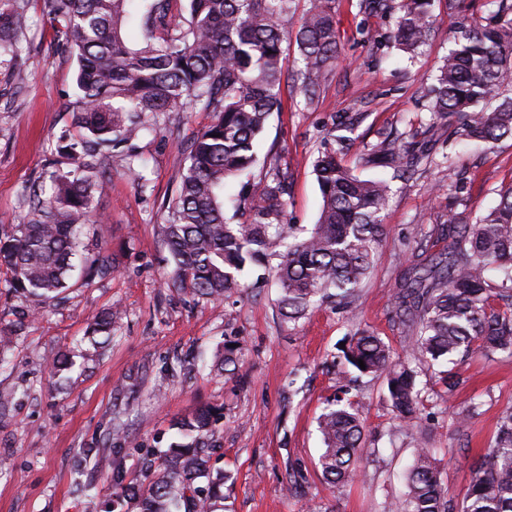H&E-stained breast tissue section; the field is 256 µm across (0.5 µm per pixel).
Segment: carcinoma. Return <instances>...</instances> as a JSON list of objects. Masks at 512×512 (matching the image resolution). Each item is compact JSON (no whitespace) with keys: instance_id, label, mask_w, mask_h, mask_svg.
I'll return each mask as SVG.
<instances>
[{"instance_id":"carcinoma-1","label":"carcinoma","mask_w":512,"mask_h":512,"mask_svg":"<svg viewBox=\"0 0 512 512\" xmlns=\"http://www.w3.org/2000/svg\"><path fill=\"white\" fill-rule=\"evenodd\" d=\"M56 29L57 50L75 59L73 93L60 104L72 113L75 133L59 137L61 167L50 188H32L27 220L0 225V273L9 292L49 305L72 287L73 272L84 284L112 271L106 251H90L80 228L103 223L95 200L97 183L112 173L116 157L146 187L131 144L157 131L171 112L196 109L213 121L187 146L175 198L163 224L174 262L173 285L210 300L241 287L246 262L276 271L279 311L288 322L330 300L353 313L374 265L384 234L382 214L391 192L383 180L364 179L343 161L348 138L327 132L337 146L313 162L322 206L308 234L283 223L286 175L278 170L264 193L243 199V224L224 216V188L251 174L257 144L271 112L279 109L282 85L314 104L321 84L340 57L336 0H308L295 35L297 68L285 77L282 23L296 0H187L188 17L173 13V0H40ZM435 0H360L363 11L393 12L398 49L415 57L434 32ZM25 0H0V64L17 85L31 74L20 45L26 29ZM136 26L143 41L130 43ZM512 0H486L485 15L462 22L454 47L444 56L427 90L430 125L446 123L460 141L490 147L512 139ZM364 164H382L409 180L433 162L432 148L409 142L397 148L383 139L367 149ZM475 223L448 214L436 229L448 247L436 253L406 245L408 265L395 292L393 325L408 341L405 358L369 330H359L342 350L360 375L380 378L395 418L417 444L395 512H512V408L504 410L496 441L473 473L461 508L448 500L435 449L417 430L423 389L417 368L431 370L441 388L431 403L444 405L461 384L448 368L471 351L512 355V183ZM497 273L493 280L488 272ZM365 369H360L359 361ZM189 442L169 449L158 474L124 489L138 512H215L219 488L230 475L212 471L201 454L211 433V412L176 422ZM318 428L324 443L319 458L323 481L331 486L354 479L367 452L359 410L326 400Z\"/></svg>"}]
</instances>
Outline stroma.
I'll list each match as a JSON object with an SVG mask.
<instances>
[{
    "label": "stroma",
    "instance_id": "obj_1",
    "mask_svg": "<svg viewBox=\"0 0 512 512\" xmlns=\"http://www.w3.org/2000/svg\"><path fill=\"white\" fill-rule=\"evenodd\" d=\"M484 4L464 0L457 15L437 9L433 39L411 58L395 45L391 15L361 11L359 0H336L340 60L313 106L283 93L251 175L228 189L230 215L237 193L260 196L266 171L277 164L288 172L287 222L312 227L322 204L313 173L321 140L337 113H359L344 160L362 176L388 180L392 198L357 314L318 302L298 323H285L272 277L259 286L243 277L242 288L220 302L173 286L161 234L164 205L188 163L185 144L210 124V113L171 114L166 132L134 141L146 188L113 163L97 188L106 221L84 229L86 243L102 238L112 274L45 307L0 290V330L17 332L10 363L0 370L7 397L0 406V512H110L122 489L177 442L174 422L205 407L217 421L204 453L230 475L218 512H387L403 496L413 443L394 420L381 380L357 390L368 452L355 482L324 484L317 419L338 378L356 375L341 359V344L355 331L378 333L397 353L406 349L391 322L402 244L429 237L449 212L475 219L512 183V140L491 150L466 147L426 125L424 89L459 21L480 20ZM27 18L28 82L16 86L0 65V225L25 220V190L47 183L46 164L71 122L59 104L73 86L74 65L55 55V32L39 0H28ZM384 132L433 142L431 166L405 181L392 169L360 165ZM109 310L117 316L107 342L90 328ZM62 353L72 366L59 372L51 362ZM227 356L243 359L240 373L222 370ZM458 368L464 382L447 407H426L420 422L457 505L495 441L501 413L512 407V355L473 354ZM474 400L479 416L458 423L456 412Z\"/></svg>",
    "mask_w": 512,
    "mask_h": 512
}]
</instances>
